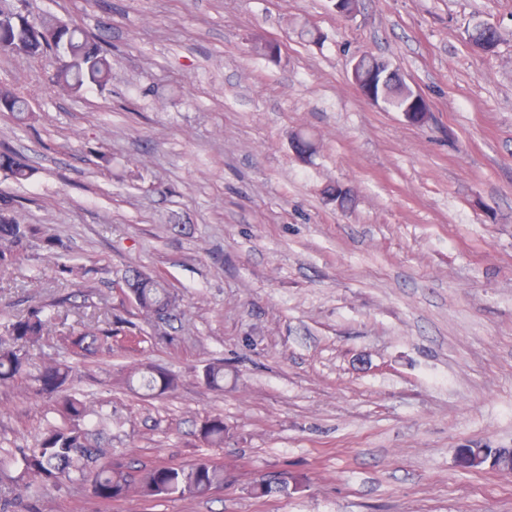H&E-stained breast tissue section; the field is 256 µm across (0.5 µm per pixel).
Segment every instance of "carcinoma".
Masks as SVG:
<instances>
[{
	"instance_id": "carcinoma-1",
	"label": "carcinoma",
	"mask_w": 512,
	"mask_h": 512,
	"mask_svg": "<svg viewBox=\"0 0 512 512\" xmlns=\"http://www.w3.org/2000/svg\"><path fill=\"white\" fill-rule=\"evenodd\" d=\"M470 45L489 56L499 46L498 29L491 24L476 26L468 34ZM45 44L53 53L58 67L52 82L72 93L86 87H102L112 71V50L95 40L77 26H71L53 16L20 18V21L0 26V49L22 48L31 41ZM352 83L360 94L371 93L380 99L386 110L399 112L404 120L417 126L416 113L428 111V103L404 82L389 60L371 54L364 56L356 68ZM0 112L19 124L32 119L29 100L24 92L0 85ZM292 146L298 159L305 161L315 151L309 137L298 133ZM0 170L15 181L26 182L32 169L26 160L11 150H0ZM18 201L0 194V274L9 271L23 260L36 257L32 248L41 243L46 254L55 256L58 238L49 229L24 224L17 218ZM112 288L128 300L135 315L147 324L166 323L180 309V297L167 279L157 273L130 270L112 280ZM104 307L93 314L77 334H59L56 325L66 320L70 309L66 301L45 303L17 317L3 326L0 335V385L17 386L24 381L31 365L32 352L41 355L42 364L34 376L37 392L51 400L49 412L53 419L33 448H18L0 456V468L11 467L17 472L16 481L31 498L63 482L88 478L95 496L111 503L138 494L153 497H202L224 487V465L202 459L192 465H127L112 459V425L121 421L112 413L94 409L82 394L72 388L73 369L62 360L64 354L83 358L94 357L104 349L112 350L113 329L118 324L134 322L112 315L108 298H102ZM203 383L210 389H224V361L217 359L207 364L201 373ZM130 385L148 395H163L173 391L179 378L158 366L131 368L126 377ZM224 418L207 417L198 430V439L208 446L224 444ZM285 491L287 484L267 480L255 482L251 493L264 497L273 489Z\"/></svg>"
}]
</instances>
